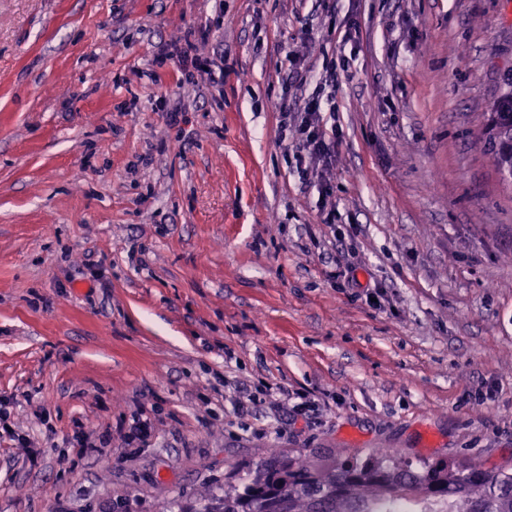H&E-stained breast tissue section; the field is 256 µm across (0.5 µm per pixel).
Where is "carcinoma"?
Listing matches in <instances>:
<instances>
[{
  "mask_svg": "<svg viewBox=\"0 0 512 512\" xmlns=\"http://www.w3.org/2000/svg\"><path fill=\"white\" fill-rule=\"evenodd\" d=\"M484 146L512 183V78L492 103ZM178 512H512V467L474 458L417 468L379 448L363 460L330 461L275 448L240 482L202 491Z\"/></svg>",
  "mask_w": 512,
  "mask_h": 512,
  "instance_id": "1",
  "label": "carcinoma"
}]
</instances>
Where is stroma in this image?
<instances>
[{
	"mask_svg": "<svg viewBox=\"0 0 512 512\" xmlns=\"http://www.w3.org/2000/svg\"><path fill=\"white\" fill-rule=\"evenodd\" d=\"M200 25L203 92L153 57ZM288 46L336 71L321 190ZM511 76L512 0H0V512H171L270 448L512 464ZM336 84V71L329 76L319 77L311 93L304 97V105L300 112L290 119L294 125L288 124V104L282 105L278 122V142L288 151V140L295 143V162L299 180L306 187L317 181L322 183L332 165L336 149V105L327 87ZM328 106L330 118L334 123L327 129L323 124L324 106ZM507 80L491 105L489 123L482 138L502 178L512 186V78Z\"/></svg>",
	"mask_w": 512,
	"mask_h": 512,
	"instance_id": "1",
	"label": "stroma"
}]
</instances>
